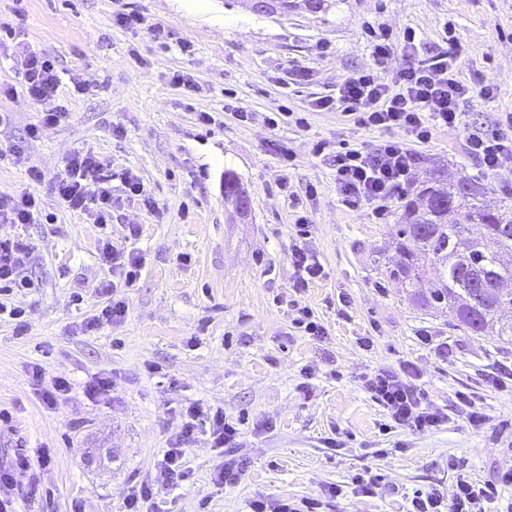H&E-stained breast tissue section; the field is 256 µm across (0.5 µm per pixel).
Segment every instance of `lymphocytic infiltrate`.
I'll use <instances>...</instances> for the list:
<instances>
[{"mask_svg":"<svg viewBox=\"0 0 512 512\" xmlns=\"http://www.w3.org/2000/svg\"><path fill=\"white\" fill-rule=\"evenodd\" d=\"M25 95L28 101L40 103L54 98L61 83L54 61L46 54L27 51L24 56ZM491 86L475 87L462 78L454 54L448 53L422 60L385 79L372 72L348 77L337 88L335 96L316 101L318 110H343L365 128L389 132V139L368 151L348 150L334 157L336 192L346 208L356 209L369 204L384 212L389 200L402 195L416 161L407 148V139L427 141L433 130H454L463 123L462 103L473 97L489 99ZM400 139H393V132ZM467 151L478 158L484 168L497 172L503 156L512 155V113H500L488 126L471 132L466 141ZM125 194L112 193V174L104 160L92 151H74L58 175L53 191L69 210L88 212L95 223L107 224L122 197L142 195L143 187L132 176L124 178ZM100 259L112 269V278L103 282L99 291L105 302L101 316L118 323L127 307L117 299L120 288L132 287L142 263L133 252L106 241L100 247ZM31 260L28 244L0 239V284L25 287ZM413 364H403L400 371L383 368L372 371L365 379V389L380 404L393 428L423 432L441 426L448 416L428 399L416 384ZM178 436L169 444L162 459L154 465L155 474L149 480L131 486L125 499V512H151L160 492L175 480L184 479L182 461L185 449L195 438L200 424H208L212 447L232 448L238 429L227 420L222 410L187 407L181 414ZM498 484L481 485L465 472H457L450 496L438 490L417 493L411 512H512V500L499 501Z\"/></svg>","mask_w":512,"mask_h":512,"instance_id":"obj_1","label":"lymphocytic infiltrate"}]
</instances>
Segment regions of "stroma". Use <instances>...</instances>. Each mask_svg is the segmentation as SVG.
<instances>
[{
	"label": "stroma",
	"instance_id": "obj_1",
	"mask_svg": "<svg viewBox=\"0 0 512 512\" xmlns=\"http://www.w3.org/2000/svg\"><path fill=\"white\" fill-rule=\"evenodd\" d=\"M120 12L140 14L144 26L115 25ZM409 29L411 53L402 47ZM385 31L396 48L381 62L372 47ZM24 48L55 58L58 101L69 111L35 140L28 127L40 108L25 99ZM451 50L466 80L495 93L465 102L459 129L412 144L405 191L439 171L481 182L489 203L512 199V155L491 174L465 149L471 129L512 112V0H336L324 14L275 16L252 13L243 0H0V84L15 90L0 98V113L11 115L0 125V195L42 201L33 223L0 224V238L26 240L33 251L29 286L0 299L23 312L0 315V467L21 453L32 464L18 485L0 484V499L20 512H123L128 489L149 478L180 430V410L196 404L236 423L234 453L246 467L236 484L217 482L224 453L198 436L185 451L187 478L160 493L158 512H248L258 495L301 498L331 485L343 494L326 499L323 512H409L415 492L451 493L449 460L481 484L512 469V343L455 329L385 276L381 255L401 202L382 214L347 209L333 157L389 134L312 106L357 72L390 76ZM177 72L200 93L173 85ZM75 74L88 93L74 92ZM236 106L253 120H237ZM201 112L211 124L199 123ZM274 115L278 125H268ZM14 143L25 147L23 162L9 152ZM78 148L106 160L113 193L123 174L136 176L150 205L124 201L106 226L61 206L53 181ZM29 167L43 172L41 182L28 180ZM228 170L250 197L247 219L224 199ZM300 214L309 219L304 237ZM129 224L139 225L137 238L126 239ZM106 238L138 253L141 274L119 292L124 319L90 330L102 303L96 286L112 276L99 258ZM302 243L326 275L299 292L290 255ZM304 306L323 335L295 327ZM407 362L447 424L386 429L365 378ZM36 368L67 378L69 393L46 404L32 382ZM101 375L112 377L111 395L88 398ZM462 392L488 415L483 428L460 409ZM332 438L337 447H328ZM360 475L377 478L375 494L358 493Z\"/></svg>",
	"mask_w": 512,
	"mask_h": 512
}]
</instances>
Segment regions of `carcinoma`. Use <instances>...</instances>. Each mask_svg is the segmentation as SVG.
<instances>
[{
  "mask_svg": "<svg viewBox=\"0 0 512 512\" xmlns=\"http://www.w3.org/2000/svg\"><path fill=\"white\" fill-rule=\"evenodd\" d=\"M330 0H276L281 15L327 12ZM486 187L469 179L433 175L406 198L392 245L398 255L389 278L408 288L421 309L448 311L450 323L479 336L512 342V203L484 205ZM224 198L249 201L235 174L224 173Z\"/></svg>",
  "mask_w": 512,
  "mask_h": 512,
  "instance_id": "cac0c4a2",
  "label": "carcinoma"
}]
</instances>
